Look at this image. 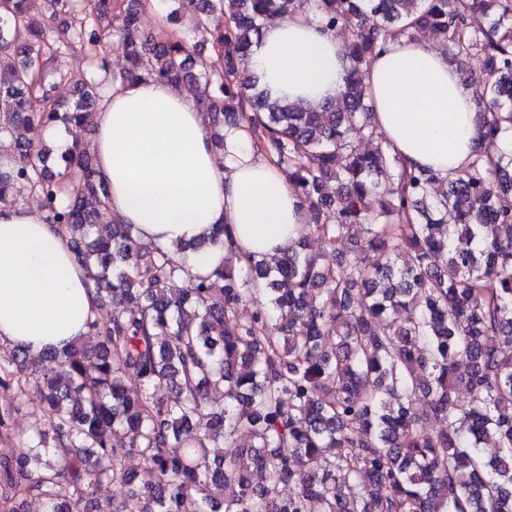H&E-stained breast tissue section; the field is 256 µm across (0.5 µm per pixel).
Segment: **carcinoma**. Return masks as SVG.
Returning <instances> with one entry per match:
<instances>
[{
    "instance_id": "cac0c4a2",
    "label": "carcinoma",
    "mask_w": 512,
    "mask_h": 512,
    "mask_svg": "<svg viewBox=\"0 0 512 512\" xmlns=\"http://www.w3.org/2000/svg\"><path fill=\"white\" fill-rule=\"evenodd\" d=\"M169 2V19L195 16L216 55L142 30L143 0H0V135L82 126L100 104L87 77L74 99L54 98V52L35 22L83 13L88 24L61 31L79 72L91 44L122 58L114 83L192 81L216 147L224 126L247 124L311 223L272 262L226 257L194 274L185 252L224 247L225 227L176 246L178 260L145 252L130 225L101 221L107 191L90 155L75 146L57 157L80 173L62 204L52 148L17 142L0 166V201L19 184L36 193L112 313L89 325L95 348L47 351L48 368L19 347L0 352V428L31 381L44 418L0 457L7 512H512V0ZM296 11L349 40L344 87L318 108L238 75L265 26ZM476 14L488 29L473 26ZM421 31L478 64L466 83L480 146L444 177L377 138L367 96L369 61ZM310 239L321 250H307ZM261 293L266 305L241 318ZM431 417L443 428L422 432ZM128 456L142 478L125 469ZM112 483L126 497L99 500Z\"/></svg>"
}]
</instances>
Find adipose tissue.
I'll return each mask as SVG.
<instances>
[{
	"label": "adipose tissue",
	"mask_w": 512,
	"mask_h": 512,
	"mask_svg": "<svg viewBox=\"0 0 512 512\" xmlns=\"http://www.w3.org/2000/svg\"><path fill=\"white\" fill-rule=\"evenodd\" d=\"M342 41L312 14L267 25L247 59L275 98L322 103L343 86ZM366 83L373 122L403 161L440 174L464 169L479 141L473 92L447 56L404 39L374 57ZM91 149L107 207L138 240L170 248L230 228L231 252L190 254L210 270L232 255L278 256L299 238L305 211L276 159L258 152L247 126L211 140L210 114L189 93L132 80L105 92ZM99 302L58 226L37 206L0 203V342L39 355L83 338Z\"/></svg>",
	"instance_id": "obj_1"
}]
</instances>
